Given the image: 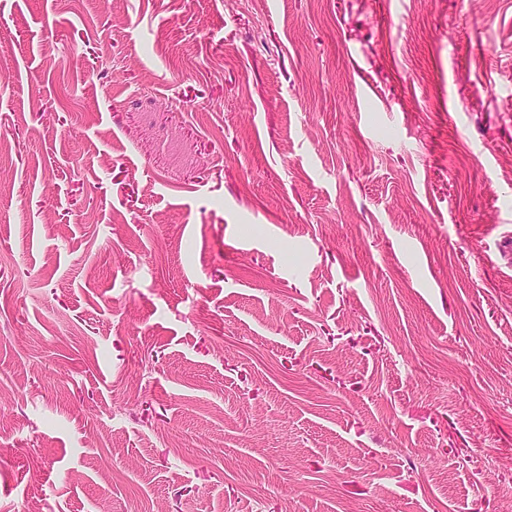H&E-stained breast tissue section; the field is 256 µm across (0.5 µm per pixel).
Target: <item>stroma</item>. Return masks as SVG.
Segmentation results:
<instances>
[{
    "instance_id": "1",
    "label": "stroma",
    "mask_w": 512,
    "mask_h": 512,
    "mask_svg": "<svg viewBox=\"0 0 512 512\" xmlns=\"http://www.w3.org/2000/svg\"><path fill=\"white\" fill-rule=\"evenodd\" d=\"M0 132V512H512V0H0Z\"/></svg>"
}]
</instances>
